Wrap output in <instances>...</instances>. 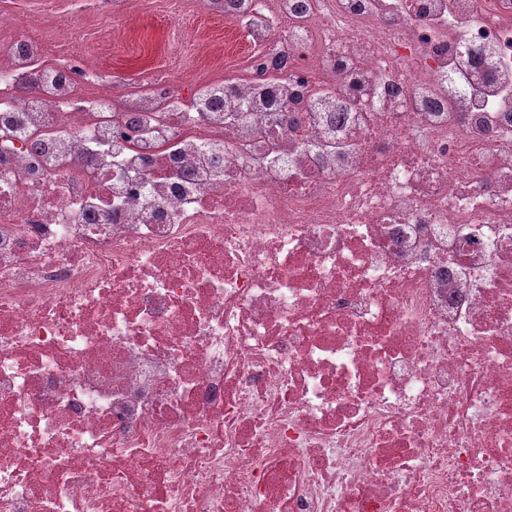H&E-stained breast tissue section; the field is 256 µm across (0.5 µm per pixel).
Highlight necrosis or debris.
Listing matches in <instances>:
<instances>
[{"instance_id":"necrosis-or-debris-1","label":"necrosis or debris","mask_w":512,"mask_h":512,"mask_svg":"<svg viewBox=\"0 0 512 512\" xmlns=\"http://www.w3.org/2000/svg\"><path fill=\"white\" fill-rule=\"evenodd\" d=\"M225 78L0 20V512H512V0H201Z\"/></svg>"}]
</instances>
